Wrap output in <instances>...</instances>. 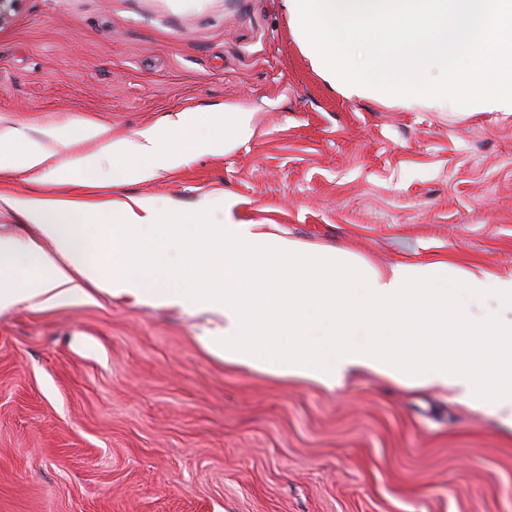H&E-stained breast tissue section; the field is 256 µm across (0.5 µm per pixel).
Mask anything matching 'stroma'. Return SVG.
Masks as SVG:
<instances>
[{"instance_id": "stroma-1", "label": "stroma", "mask_w": 512, "mask_h": 512, "mask_svg": "<svg viewBox=\"0 0 512 512\" xmlns=\"http://www.w3.org/2000/svg\"><path fill=\"white\" fill-rule=\"evenodd\" d=\"M252 136L89 201L207 205L385 270L512 278V113L403 112L333 90L283 0H22L0 26V127L66 128L50 166L181 111ZM106 137L88 140L85 123ZM204 321L95 292L0 315V512H512V427L444 391L336 390L225 364Z\"/></svg>"}]
</instances>
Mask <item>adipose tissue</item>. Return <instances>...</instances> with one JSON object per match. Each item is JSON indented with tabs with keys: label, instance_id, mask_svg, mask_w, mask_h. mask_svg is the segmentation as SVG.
Listing matches in <instances>:
<instances>
[{
	"label": "adipose tissue",
	"instance_id": "1",
	"mask_svg": "<svg viewBox=\"0 0 512 512\" xmlns=\"http://www.w3.org/2000/svg\"><path fill=\"white\" fill-rule=\"evenodd\" d=\"M252 115L180 112L164 128L108 143L50 171L54 184L93 185L103 157H122L112 179L148 180L200 153H225L252 133ZM46 143L0 128V172L45 167ZM206 221L149 201L91 204L60 192L18 198L26 238L0 235V313L27 304L90 300L89 285L132 303L219 317L198 344L225 363L326 389L367 373L448 391L512 426V279L479 266L403 262L381 271L341 250H313L276 224Z\"/></svg>",
	"mask_w": 512,
	"mask_h": 512
}]
</instances>
